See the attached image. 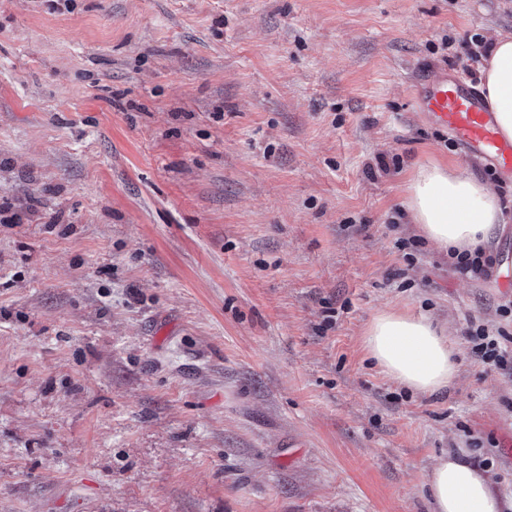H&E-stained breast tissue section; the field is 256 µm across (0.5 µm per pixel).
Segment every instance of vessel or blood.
<instances>
[{
	"label": "vessel or blood",
	"instance_id": "obj_1",
	"mask_svg": "<svg viewBox=\"0 0 512 512\" xmlns=\"http://www.w3.org/2000/svg\"><path fill=\"white\" fill-rule=\"evenodd\" d=\"M422 112L442 125L471 152L512 172V139L499 130L492 112L461 75L425 82L418 91Z\"/></svg>",
	"mask_w": 512,
	"mask_h": 512
}]
</instances>
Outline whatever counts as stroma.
I'll use <instances>...</instances> for the list:
<instances>
[{"label":"stroma","mask_w":512,"mask_h":512,"mask_svg":"<svg viewBox=\"0 0 512 512\" xmlns=\"http://www.w3.org/2000/svg\"><path fill=\"white\" fill-rule=\"evenodd\" d=\"M498 32L512 0H0V512H431L451 448L512 498L468 337L512 333V179L416 97ZM430 163L496 187L494 276L412 223ZM391 310L452 387L369 359ZM365 336L369 357L387 376L415 392L435 393L457 377L446 329L431 317L385 311L374 318Z\"/></svg>","instance_id":"obj_1"}]
</instances>
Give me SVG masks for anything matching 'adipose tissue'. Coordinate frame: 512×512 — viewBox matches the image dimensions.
I'll use <instances>...</instances> for the list:
<instances>
[{
  "label": "adipose tissue",
  "instance_id": "obj_1",
  "mask_svg": "<svg viewBox=\"0 0 512 512\" xmlns=\"http://www.w3.org/2000/svg\"><path fill=\"white\" fill-rule=\"evenodd\" d=\"M483 88L501 131L512 137V35L496 34ZM405 207L424 237L438 250L461 253L490 249L500 231L495 190L469 168L431 164L410 178ZM365 348L382 371L422 394L451 386L458 374L446 329L433 318L385 311L374 318ZM426 485L432 512H505L508 503L466 449L449 451L428 471Z\"/></svg>",
  "mask_w": 512,
  "mask_h": 512
}]
</instances>
